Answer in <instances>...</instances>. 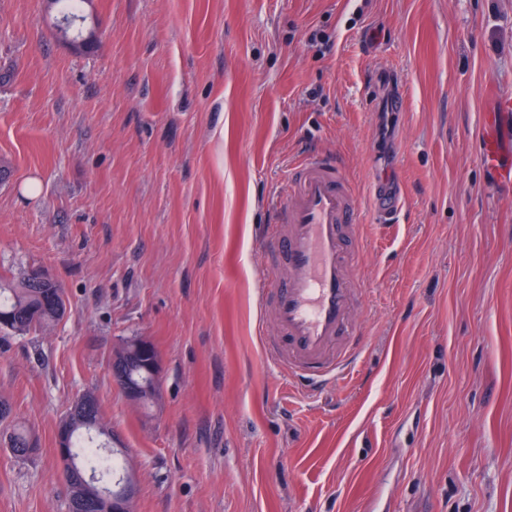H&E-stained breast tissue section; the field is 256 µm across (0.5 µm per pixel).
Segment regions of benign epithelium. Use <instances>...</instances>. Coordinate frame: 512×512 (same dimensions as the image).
<instances>
[{"instance_id": "benign-epithelium-1", "label": "benign epithelium", "mask_w": 512, "mask_h": 512, "mask_svg": "<svg viewBox=\"0 0 512 512\" xmlns=\"http://www.w3.org/2000/svg\"><path fill=\"white\" fill-rule=\"evenodd\" d=\"M145 367L151 377L148 383L129 376L135 367ZM162 360L154 344L144 336H129L119 339L112 348V380L133 405L159 402ZM80 419L85 424L97 426L98 416L91 409L87 396L79 395L71 404L67 414L60 420L57 429L56 452L59 460L70 458L69 430L73 421ZM137 484L135 476L125 471L113 489L106 492L103 512H134Z\"/></svg>"}]
</instances>
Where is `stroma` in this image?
<instances>
[{
	"label": "stroma",
	"instance_id": "obj_1",
	"mask_svg": "<svg viewBox=\"0 0 512 512\" xmlns=\"http://www.w3.org/2000/svg\"><path fill=\"white\" fill-rule=\"evenodd\" d=\"M74 51L0 0V276L67 311L0 337V512H66L56 430L93 393L135 512H512V186L484 167L512 93V0H92ZM399 84L405 109L382 107ZM337 157L363 217L357 363L316 391L267 364L259 241L291 165ZM38 177L41 192L20 188ZM401 195L377 221L376 192ZM163 363L152 414L112 347ZM499 104L500 114H488L486 117L487 132L483 140L482 158L488 167L498 168V173L503 181L512 183V165L511 167H499L501 160V119L512 112V94L508 96L498 95L496 97ZM140 366H144L149 371L151 377L149 383L129 376L131 369ZM161 367V355L147 337H123L112 348L113 383L122 391L125 398L137 407L159 402ZM134 375L144 379L146 371L140 367ZM34 439L38 442V439L33 435L25 426L20 424H14L6 434H1V441L7 442L8 447L12 454L19 458L30 457L37 451V448H33L31 454H29V443ZM21 452V455L15 454ZM15 452V453H14Z\"/></svg>",
	"mask_w": 512,
	"mask_h": 512
}]
</instances>
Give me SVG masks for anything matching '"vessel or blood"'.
Instances as JSON below:
<instances>
[{
  "mask_svg": "<svg viewBox=\"0 0 512 512\" xmlns=\"http://www.w3.org/2000/svg\"><path fill=\"white\" fill-rule=\"evenodd\" d=\"M497 102L498 113L486 117L482 158L512 182V166L500 164L501 117L512 112V94ZM275 211L261 242L268 271L262 302L275 329L263 355L315 386L340 377L359 354V252L352 243L360 236L361 213L343 167L325 155L297 162Z\"/></svg>",
  "mask_w": 512,
  "mask_h": 512,
  "instance_id": "b4317fda",
  "label": "vessel or blood"
}]
</instances>
